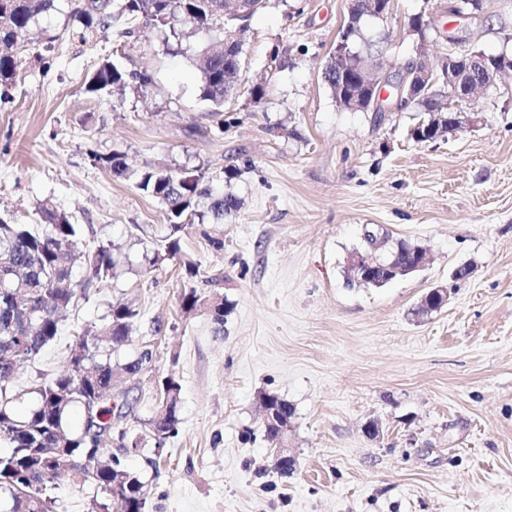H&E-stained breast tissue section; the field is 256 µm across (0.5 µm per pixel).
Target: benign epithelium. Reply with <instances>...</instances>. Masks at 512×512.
Masks as SVG:
<instances>
[{
  "label": "benign epithelium",
  "mask_w": 512,
  "mask_h": 512,
  "mask_svg": "<svg viewBox=\"0 0 512 512\" xmlns=\"http://www.w3.org/2000/svg\"><path fill=\"white\" fill-rule=\"evenodd\" d=\"M347 14L353 16L372 17L386 20L393 15L395 0H346ZM405 34L417 39L416 55L408 60L409 70L391 80L388 74L391 69L380 64H368L363 61L360 52L352 49L350 44L340 41L330 54V59L346 66H338L336 70L346 68L356 71L355 81L360 88L345 95V108L352 112H372L380 117L386 112H402L411 103L422 97H433L439 108L448 112V120L455 132L472 129L483 121L481 113L469 110L470 98L477 92L488 91L498 87L504 73L512 71V58L501 53L486 57L467 49L465 42L449 36L451 44L441 64L447 65L443 74H437L436 68L428 64L425 58L427 36L413 22L405 26ZM390 88L387 97L381 96V90ZM365 248L354 250L347 257V265L354 276L371 277V271L378 268L382 261L375 250L385 245L383 238L370 231L363 234ZM450 291L445 285L430 289L413 310L417 318L431 315L447 304ZM279 436L270 449L272 462L275 466H283L294 461V455L288 448V436L293 431V422L282 417L277 422Z\"/></svg>",
  "instance_id": "obj_1"
}]
</instances>
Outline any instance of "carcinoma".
I'll list each match as a JSON object with an SVG mask.
<instances>
[{
  "label": "carcinoma",
  "instance_id": "carcinoma-1",
  "mask_svg": "<svg viewBox=\"0 0 512 512\" xmlns=\"http://www.w3.org/2000/svg\"><path fill=\"white\" fill-rule=\"evenodd\" d=\"M57 0H0V89H7L19 79L21 56L29 29L38 16L56 8ZM75 15L87 29L110 24L124 17L141 18L146 23L169 27L178 35V25L195 29L236 26L237 13L224 12V0H90L74 8ZM324 82L331 92L349 90L353 83L336 76V63L325 67ZM202 98L220 108L238 92L234 52L208 50L200 58ZM151 83L141 71L127 70L108 60L94 72L86 85L91 93L123 92L128 87L145 90ZM410 140L425 144L434 134L427 124L415 123L407 130ZM113 176L133 180L134 187L163 206L168 233L152 252L142 255L141 271L150 273L167 260H181L186 276L194 278L199 264L183 255L181 240L187 230L211 219L214 224L236 213L240 198L220 183L231 182L238 175L232 167L218 173L187 172L178 180L174 170L145 165L132 172L124 156L106 159ZM44 223H7L0 220V256L12 265L0 267V441L11 451L0 455V512H53L55 500L47 495L49 483L67 470L74 476L92 479L103 494L96 503L98 512L121 500V512H139L147 500L141 476L122 467L119 456L112 454L108 442L120 432L127 445L125 454H137L148 440L161 448L178 434L180 424L181 384L174 372L157 382L160 399L165 404L153 408L149 418L140 421L141 432L132 435L117 420L132 412L137 399L124 395L114 407L106 406L114 383L121 378H136L152 369L153 351L138 350L122 356L137 310L124 304L111 305L100 325L75 336L69 368L27 391L11 383L12 376L34 361L59 332L60 315L70 309L96 283L118 276L120 262L112 247L100 245L82 249L78 225L52 208L41 210ZM421 248L414 242L398 240L389 253L403 264L415 263ZM81 262L85 279L76 284L72 270ZM207 305L218 327L224 325V297L212 296L204 303L196 289L180 295L181 309L190 314ZM33 394L28 412L15 413L16 401ZM81 411V426L71 429L68 417L73 408Z\"/></svg>",
  "mask_w": 512,
  "mask_h": 512
}]
</instances>
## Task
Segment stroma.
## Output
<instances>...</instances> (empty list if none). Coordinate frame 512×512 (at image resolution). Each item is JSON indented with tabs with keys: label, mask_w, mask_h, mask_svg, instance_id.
<instances>
[{
	"label": "stroma",
	"mask_w": 512,
	"mask_h": 512,
	"mask_svg": "<svg viewBox=\"0 0 512 512\" xmlns=\"http://www.w3.org/2000/svg\"><path fill=\"white\" fill-rule=\"evenodd\" d=\"M454 2L397 0L393 19L364 18L376 60L412 55V38L394 31L418 13L434 24L430 57L451 36L512 54V0H488L476 18L451 13ZM346 17L345 0H269L242 35L238 96L216 113L195 63L222 32L193 29L178 43L139 19L88 31L58 0L0 99V220L37 224L49 206L90 248L134 259L167 233L160 205L112 177L106 157L238 171L242 205L223 247L198 226L182 238L197 277L173 259L97 284L15 378L27 388L59 374L76 332L109 305L135 308L128 349L152 348L156 363L118 382L135 399L122 427L137 432L151 415L158 379L172 371L182 385L179 433L158 468L125 460L149 512H512V78L475 99L482 125L414 143L411 113L350 112L324 84ZM105 60L147 73V93L88 92ZM367 228L417 242L428 263L382 288L348 285L345 260ZM462 265L471 275L453 281ZM448 283L441 311L415 320L421 297ZM189 286L223 295V332L207 308L182 311ZM264 393L294 409L288 477L273 469ZM47 493L55 512H92L99 496L67 473Z\"/></svg>",
	"instance_id": "35a3bbf8"
}]
</instances>
